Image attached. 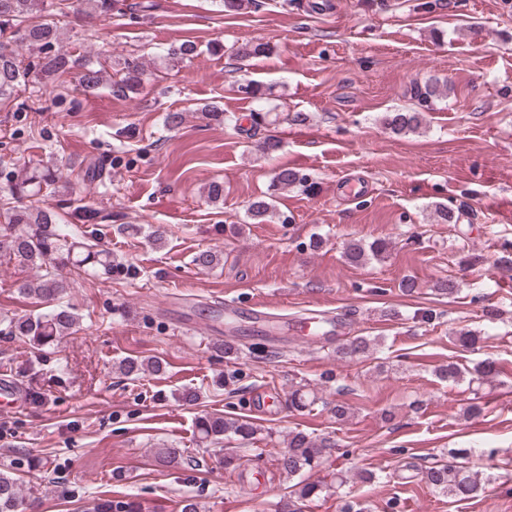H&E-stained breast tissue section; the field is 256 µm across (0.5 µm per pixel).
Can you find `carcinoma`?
<instances>
[{
	"instance_id": "carcinoma-1",
	"label": "carcinoma",
	"mask_w": 512,
	"mask_h": 512,
	"mask_svg": "<svg viewBox=\"0 0 512 512\" xmlns=\"http://www.w3.org/2000/svg\"><path fill=\"white\" fill-rule=\"evenodd\" d=\"M71 4L73 9L91 19L104 20L112 15L114 0H71ZM47 6L48 0H0V37L3 38L0 43L1 101L11 98L16 89L26 82L46 83L72 69L80 70V82L87 88L106 82L105 71L92 57L75 59L61 51L58 29L36 21ZM7 37L40 54L35 70L20 68L14 51L9 49V42L5 41ZM145 76L143 63L126 60L109 83L110 91L115 97L125 98L142 87ZM448 90V81L436 78L422 84L414 83L410 92L412 98L425 107ZM423 121V113L412 108L389 112L383 118V124L396 135L417 132ZM55 180L56 173L49 168L25 171L16 176L10 191L18 205L8 208L4 224L0 226V244L20 266L36 270L35 276L18 283L17 290L37 300L46 310L9 321L10 336L36 350L72 334L79 324V316L73 308L60 303L70 288V278L64 269L78 274L100 272L104 275L112 274L113 270L111 249L93 236L81 237L76 224L57 223L55 212L41 205L43 188L54 184ZM272 187L275 192L300 187L311 193L314 182L294 168L280 167L274 173ZM248 214L257 224L271 221L277 215L274 195L252 201ZM386 250L387 244L381 241L369 244L351 241L346 245L345 254L350 262L362 264L368 256L380 257ZM376 346L377 338L356 336L339 346L336 353L346 359H362L371 355ZM155 369L156 365L137 357H126L118 365L120 374L129 380ZM256 432L253 425L239 419L212 416L198 422L200 442L210 445L222 444L224 440L233 438L253 440ZM332 452L331 445L318 442L301 431L288 433V446L281 454L279 464L288 477H300L292 491L296 501L311 500L322 493V486L304 478V474L320 466ZM156 463L170 470H179L185 465L186 458L181 449L170 445L159 449ZM424 479L430 488L455 500L474 499L483 490L478 473L456 462L433 463L425 469ZM28 508L14 469L0 470V512H27ZM92 512H142V505L124 496H110L96 502Z\"/></svg>"
}]
</instances>
